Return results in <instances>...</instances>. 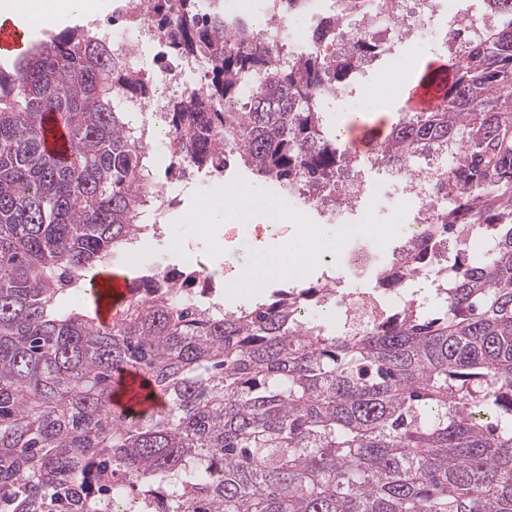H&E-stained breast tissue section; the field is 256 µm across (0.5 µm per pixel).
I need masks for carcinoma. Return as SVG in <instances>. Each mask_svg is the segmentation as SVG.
<instances>
[{"label": "carcinoma", "instance_id": "1", "mask_svg": "<svg viewBox=\"0 0 512 512\" xmlns=\"http://www.w3.org/2000/svg\"><path fill=\"white\" fill-rule=\"evenodd\" d=\"M203 59L204 90L169 112L175 161L241 164L277 193L330 190L340 135L318 101L344 67L272 65L247 29L153 0ZM339 18L369 11L342 0ZM143 83L89 31L31 44L0 72V512H512V25L454 62L446 104L407 112L377 146L398 164L446 143L469 210L428 225L381 282L435 275V316L407 299L344 334L306 306L334 288H276L234 310L188 298L162 268L131 278L121 319L61 312L72 284L140 235L157 178L121 93ZM240 105L224 111V103ZM71 148L48 154L46 114ZM457 267L444 275L442 249ZM152 391L113 408L121 376Z\"/></svg>", "mask_w": 512, "mask_h": 512}]
</instances>
